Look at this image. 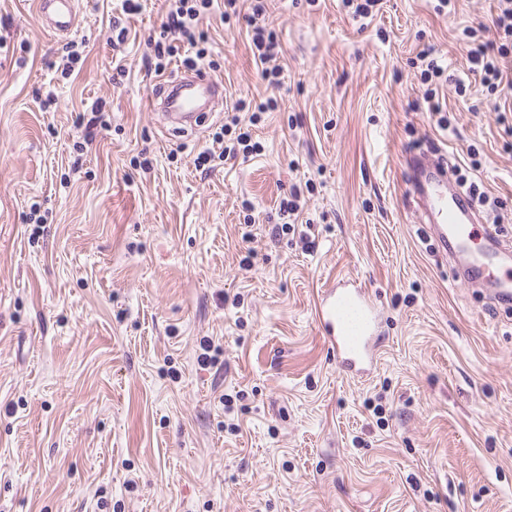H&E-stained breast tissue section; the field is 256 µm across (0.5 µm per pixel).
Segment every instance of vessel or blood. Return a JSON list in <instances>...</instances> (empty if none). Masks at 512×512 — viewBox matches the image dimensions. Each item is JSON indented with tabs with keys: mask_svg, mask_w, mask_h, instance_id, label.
<instances>
[{
	"mask_svg": "<svg viewBox=\"0 0 512 512\" xmlns=\"http://www.w3.org/2000/svg\"><path fill=\"white\" fill-rule=\"evenodd\" d=\"M79 0H36L41 26L64 38L76 32ZM224 99V82L206 68L159 79L148 98L161 128L185 131L196 116L212 111ZM413 198L439 249L468 260L471 268L486 274L495 262L490 252L473 253L469 242L480 221L467 192L449 186L443 162L423 155L408 160ZM321 334L336 355L341 370L367 373L375 361V338L380 333L379 308L362 287L335 285L325 289L316 304Z\"/></svg>",
	"mask_w": 512,
	"mask_h": 512,
	"instance_id": "b4317fda",
	"label": "vessel or blood"
}]
</instances>
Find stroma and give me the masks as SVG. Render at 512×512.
Returning <instances> with one entry per match:
<instances>
[{"instance_id":"1","label":"stroma","mask_w":512,"mask_h":512,"mask_svg":"<svg viewBox=\"0 0 512 512\" xmlns=\"http://www.w3.org/2000/svg\"><path fill=\"white\" fill-rule=\"evenodd\" d=\"M437 3L382 0L358 20L342 0H265L276 91L246 17L205 15L225 103L279 107L170 137L142 63L169 0L131 16L80 0L68 40L43 30L35 0H0V512H512V306L457 280L405 166L443 152L512 239V114L458 44L497 2ZM70 42L86 59L65 79ZM427 46L446 66V130L416 105ZM243 130L248 153L196 167L215 134ZM296 187L311 251L271 236ZM339 281L381 313L362 379L315 320ZM205 336L223 349L212 366ZM252 52L261 78L269 84L279 86L281 83V70L276 65L281 45L276 36L263 26L256 25L253 28Z\"/></svg>"}]
</instances>
